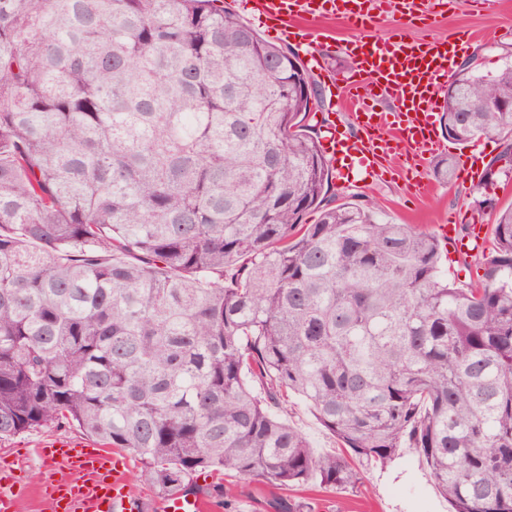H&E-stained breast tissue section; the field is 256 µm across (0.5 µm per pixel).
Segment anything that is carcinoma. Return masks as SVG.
Returning a JSON list of instances; mask_svg holds the SVG:
<instances>
[{
	"label": "carcinoma",
	"instance_id": "1",
	"mask_svg": "<svg viewBox=\"0 0 512 512\" xmlns=\"http://www.w3.org/2000/svg\"><path fill=\"white\" fill-rule=\"evenodd\" d=\"M450 80L448 140L512 139L511 44ZM312 98L224 0H0V439L73 424L165 496L356 484L293 393L363 466L414 448L452 512H512V205L456 287L436 234L329 194Z\"/></svg>",
	"mask_w": 512,
	"mask_h": 512
}]
</instances>
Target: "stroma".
<instances>
[{"label": "stroma", "instance_id": "35a3bbf8", "mask_svg": "<svg viewBox=\"0 0 512 512\" xmlns=\"http://www.w3.org/2000/svg\"><path fill=\"white\" fill-rule=\"evenodd\" d=\"M469 31L472 41L466 45V54L481 53L486 69L497 66V45L512 43V0H493L492 5L475 8L460 0L459 4L439 16L433 25L415 23L409 33L416 39L437 37L452 39L460 31ZM505 142L497 136L484 137L467 145H450L447 154L457 158L469 152L483 154L486 165L492 167L495 177L491 182L471 181L456 174L448 183L433 181L430 166L419 170L421 179L430 181L432 190L427 197L414 196L407 183L395 171L367 181L333 177L332 191L339 201L352 194L375 203L378 218L395 224H412L437 232L447 223L454 211L465 212L469 223L490 225L495 209L512 204V169L499 156ZM491 199L492 207H483L484 199ZM287 419L310 442L317 453H340L337 439L316 419L305 402L290 396ZM79 437V430L62 424L0 440V457H7L21 468L29 489L20 504V512H46L35 495V487L42 484L50 463L37 450L57 436ZM224 485V496L232 500L236 512H281L283 501L304 505V512H449L447 499L440 494L430 471L418 452L401 449L392 461L363 469L360 482L352 488L322 489L308 487L283 492L255 479H244L232 473L218 475Z\"/></svg>", "mask_w": 512, "mask_h": 512}]
</instances>
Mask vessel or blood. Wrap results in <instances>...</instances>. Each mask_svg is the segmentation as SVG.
<instances>
[{
	"label": "vessel or blood",
	"instance_id": "1",
	"mask_svg": "<svg viewBox=\"0 0 512 512\" xmlns=\"http://www.w3.org/2000/svg\"><path fill=\"white\" fill-rule=\"evenodd\" d=\"M250 14L274 23L284 41L306 50V63L330 96L353 111L355 134L326 126L325 142L341 176H378L393 156L404 155L406 170L424 163L423 156L442 149L434 114L443 86L465 47L463 39L414 41L403 33L365 38L382 11L411 23L435 17L434 0H245ZM339 18L353 37L344 46L356 75L338 83L321 65L329 43L320 33L301 27V20ZM48 460L66 463L68 472L49 476L39 494L50 512H147L149 505L134 491L114 452L70 437L52 439L41 451ZM22 493L13 474L0 472V512H19ZM158 512H211L203 494L178 492L157 505Z\"/></svg>",
	"mask_w": 512,
	"mask_h": 512
}]
</instances>
